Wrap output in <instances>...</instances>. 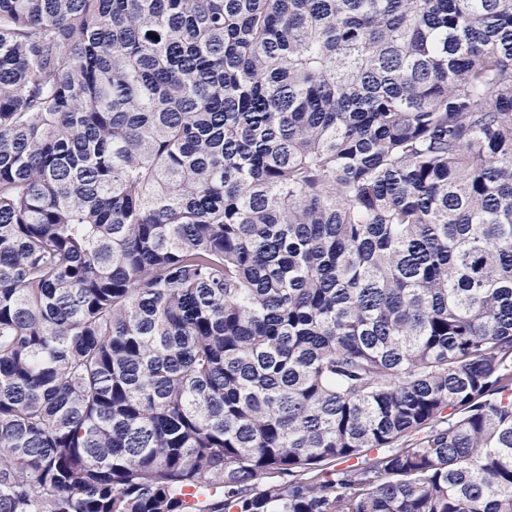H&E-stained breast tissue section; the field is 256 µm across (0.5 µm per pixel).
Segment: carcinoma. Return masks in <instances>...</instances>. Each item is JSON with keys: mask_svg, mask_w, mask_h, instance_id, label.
<instances>
[{"mask_svg": "<svg viewBox=\"0 0 512 512\" xmlns=\"http://www.w3.org/2000/svg\"><path fill=\"white\" fill-rule=\"evenodd\" d=\"M0 512H512V0H0Z\"/></svg>", "mask_w": 512, "mask_h": 512, "instance_id": "cac0c4a2", "label": "carcinoma"}]
</instances>
